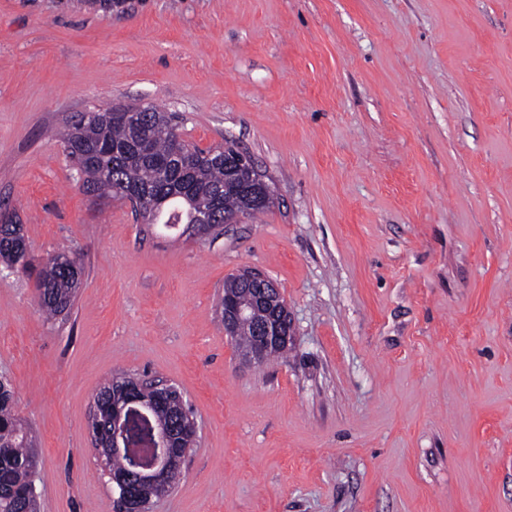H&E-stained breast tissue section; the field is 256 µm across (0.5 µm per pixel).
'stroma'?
Returning <instances> with one entry per match:
<instances>
[{
    "label": "stroma",
    "mask_w": 512,
    "mask_h": 512,
    "mask_svg": "<svg viewBox=\"0 0 512 512\" xmlns=\"http://www.w3.org/2000/svg\"><path fill=\"white\" fill-rule=\"evenodd\" d=\"M140 104L274 191L204 239L88 195L61 134ZM0 377L40 512H112L89 433L121 374L197 425L151 512H512V0H0ZM78 253L71 309L37 269ZM279 286L287 360L241 365L217 300ZM0 261L7 267L32 266L31 257L20 224H0Z\"/></svg>",
    "instance_id": "stroma-1"
}]
</instances>
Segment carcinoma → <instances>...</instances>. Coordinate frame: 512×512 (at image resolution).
<instances>
[{
  "label": "carcinoma",
  "instance_id": "cac0c4a2",
  "mask_svg": "<svg viewBox=\"0 0 512 512\" xmlns=\"http://www.w3.org/2000/svg\"><path fill=\"white\" fill-rule=\"evenodd\" d=\"M178 127V115L148 106L130 120L94 121L86 114L76 117L63 134L64 149L83 177L86 192L99 200H112L130 189L148 193L149 223L165 226L193 224L197 216L212 213L222 218L241 210L242 192L215 161L218 148L203 150L185 142L176 144L171 130ZM118 152L96 163L90 151L99 144ZM0 262L8 267L32 266L21 227L0 224ZM81 265L75 258L68 266L51 258L39 271L37 291L40 307L51 316L71 308L79 284ZM13 386L0 380V512H38L31 477L36 454L16 410ZM151 424L131 418L124 429L131 452L112 459V470L135 468L151 438ZM182 466H174L155 490L160 497L180 480Z\"/></svg>",
  "mask_w": 512,
  "mask_h": 512
}]
</instances>
